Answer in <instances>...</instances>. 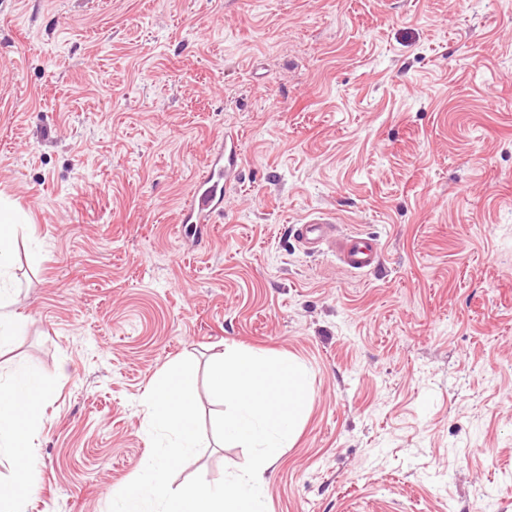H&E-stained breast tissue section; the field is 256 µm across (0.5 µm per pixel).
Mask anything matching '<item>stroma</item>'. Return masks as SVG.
Returning <instances> with one entry per match:
<instances>
[{
    "label": "stroma",
    "mask_w": 512,
    "mask_h": 512,
    "mask_svg": "<svg viewBox=\"0 0 512 512\" xmlns=\"http://www.w3.org/2000/svg\"><path fill=\"white\" fill-rule=\"evenodd\" d=\"M242 136L214 223L180 214ZM0 379L50 397L25 512H108L150 454L145 398L189 358L220 481L214 353L294 357L307 415L267 512H512V0H0ZM335 216L369 272L292 229ZM27 214L13 203L0 197V277L11 267L13 242L21 224L28 222ZM336 218L311 213L297 224L295 235L308 252L316 253L324 245L331 247L339 264L350 271L364 272L377 267L379 246L376 239L363 233L336 234ZM12 301L7 295V292H3L0 289V347L9 338L14 335V329L19 315L11 310L10 307Z\"/></svg>",
    "instance_id": "stroma-1"
}]
</instances>
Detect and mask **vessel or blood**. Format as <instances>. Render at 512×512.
Here are the masks:
<instances>
[{"instance_id":"vessel-or-blood-1","label":"vessel or blood","mask_w":512,"mask_h":512,"mask_svg":"<svg viewBox=\"0 0 512 512\" xmlns=\"http://www.w3.org/2000/svg\"><path fill=\"white\" fill-rule=\"evenodd\" d=\"M239 135L230 131L212 139L206 156V170L196 182L186 202L181 221L185 224H210L224 211V198L240 176ZM295 235L312 253L330 247L339 264L350 271L364 272L377 267L379 246L363 233H340L333 217L312 213L299 222Z\"/></svg>"}]
</instances>
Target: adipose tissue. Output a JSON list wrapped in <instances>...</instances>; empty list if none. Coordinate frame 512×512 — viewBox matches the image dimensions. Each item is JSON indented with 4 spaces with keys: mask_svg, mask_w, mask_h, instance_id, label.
Segmentation results:
<instances>
[{
    "mask_svg": "<svg viewBox=\"0 0 512 512\" xmlns=\"http://www.w3.org/2000/svg\"><path fill=\"white\" fill-rule=\"evenodd\" d=\"M47 401L45 379L34 367L18 370L8 388H0V455H10V483L0 485V512H24L35 489L30 441L43 420Z\"/></svg>",
    "mask_w": 512,
    "mask_h": 512,
    "instance_id": "1",
    "label": "adipose tissue"
}]
</instances>
